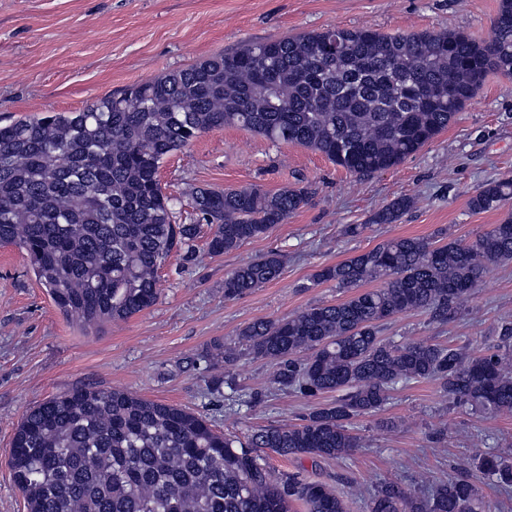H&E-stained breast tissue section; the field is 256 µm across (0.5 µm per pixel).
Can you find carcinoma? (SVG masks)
<instances>
[{"instance_id": "carcinoma-1", "label": "carcinoma", "mask_w": 512, "mask_h": 512, "mask_svg": "<svg viewBox=\"0 0 512 512\" xmlns=\"http://www.w3.org/2000/svg\"><path fill=\"white\" fill-rule=\"evenodd\" d=\"M493 37L460 31L383 35L332 28L248 44L166 72L79 112H51L0 126V243L18 246L59 312L99 332L154 306L173 251L195 256V224H175L159 169L199 134L240 127L272 142L311 148L355 175L393 168L448 128L491 73L512 75V0H499ZM309 192L258 186L200 189L199 220L219 256L266 235L308 204ZM512 200V177L471 196L474 212ZM398 198L373 217L392 224L411 208ZM271 251L224 278V297L279 278ZM512 262V214L471 241L396 237L318 271L353 292L239 332L254 356L275 362L274 383L309 396L337 392L303 423L269 426L246 441L185 408L121 390L81 388L23 417L9 458L28 512H347L331 487L272 479L258 450L340 459L360 446L352 420L381 410L399 384L435 380L453 403L512 414V320L492 350L384 341L379 327L406 312L454 315L490 268ZM376 283L373 288L370 283ZM477 469L512 489V460ZM369 512H492L468 477L429 491L386 482Z\"/></svg>"}]
</instances>
